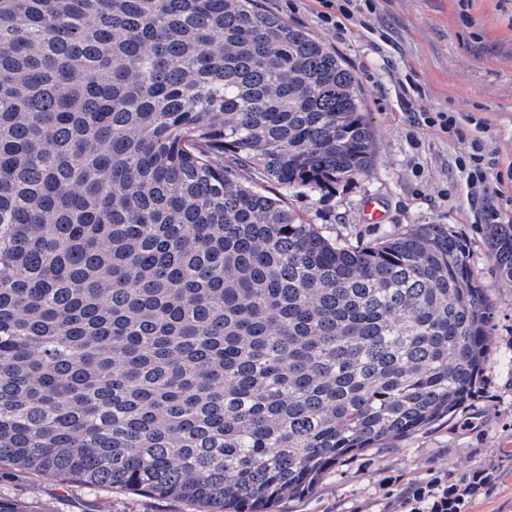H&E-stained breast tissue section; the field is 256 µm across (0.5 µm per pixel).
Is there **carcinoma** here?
Listing matches in <instances>:
<instances>
[{
	"label": "carcinoma",
	"instance_id": "1",
	"mask_svg": "<svg viewBox=\"0 0 512 512\" xmlns=\"http://www.w3.org/2000/svg\"><path fill=\"white\" fill-rule=\"evenodd\" d=\"M374 152L257 0H0V465L271 512L453 415L492 338L467 243L341 246L257 190ZM485 245L512 283V224Z\"/></svg>",
	"mask_w": 512,
	"mask_h": 512
}]
</instances>
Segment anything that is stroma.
I'll use <instances>...</instances> for the list:
<instances>
[{
	"label": "stroma",
	"instance_id": "35a3bbf8",
	"mask_svg": "<svg viewBox=\"0 0 512 512\" xmlns=\"http://www.w3.org/2000/svg\"><path fill=\"white\" fill-rule=\"evenodd\" d=\"M336 53L356 78L375 136L370 170L335 191L288 193V203L339 243L381 240L417 224H444L467 242L470 262L494 302L490 351L470 399L449 419L328 470L305 495L275 512H395L414 483L448 473L449 485L480 473L489 485L462 512H512V285L484 244L483 201L456 166L463 149L447 136H422V112L486 118L489 137L512 161V13L498 0H378L371 30L351 39L322 26L316 0H259ZM424 86L403 111L400 84ZM376 202L380 221L364 216ZM0 512H204L197 505L0 466Z\"/></svg>",
	"mask_w": 512,
	"mask_h": 512
}]
</instances>
